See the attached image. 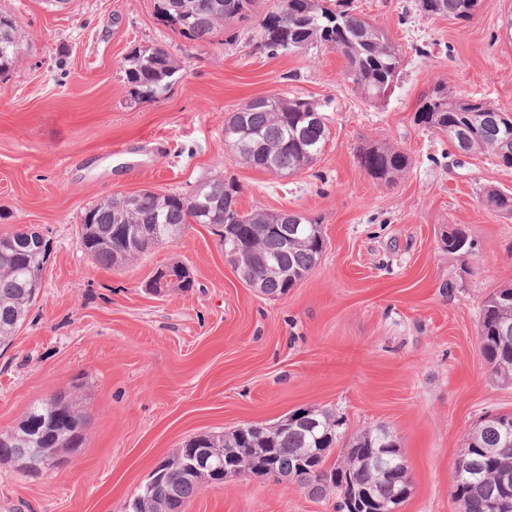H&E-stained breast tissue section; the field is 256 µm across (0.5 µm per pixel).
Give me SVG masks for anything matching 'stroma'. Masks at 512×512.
Returning a JSON list of instances; mask_svg holds the SVG:
<instances>
[{
	"label": "stroma",
	"mask_w": 512,
	"mask_h": 512,
	"mask_svg": "<svg viewBox=\"0 0 512 512\" xmlns=\"http://www.w3.org/2000/svg\"><path fill=\"white\" fill-rule=\"evenodd\" d=\"M352 5L404 56L380 102L353 90L334 50L255 51L250 20L206 43L159 21L156 0H0L22 43L0 75V234L33 226L53 244L35 305L0 348V433L59 392L88 415L82 447L59 450L39 474L0 461V512H128L189 438L307 407L335 412L347 438L392 431L411 470L404 512H463L451 489L467 435L512 412V381L490 378L476 339L484 300L512 285V216L482 202L490 187L512 193V168L457 153L414 115L440 83L512 114V42L501 35L512 0H480L465 22L425 15L417 0ZM153 46L180 78L142 100L122 64ZM266 95L324 109L330 140L311 168L281 177L225 146V119ZM366 144L399 147L409 171L373 180L357 160ZM224 177L239 184L241 210L320 219L326 250L285 295L249 287L201 224L113 269L78 245L86 209L113 194H187ZM457 226L474 255L449 253ZM172 259L192 269L195 288L148 295L154 269ZM334 504L295 483L230 481L201 490L188 512Z\"/></svg>",
	"instance_id": "obj_1"
}]
</instances>
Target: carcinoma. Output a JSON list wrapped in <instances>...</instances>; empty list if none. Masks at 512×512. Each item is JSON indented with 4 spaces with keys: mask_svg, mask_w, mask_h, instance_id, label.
I'll list each match as a JSON object with an SVG mask.
<instances>
[{
    "mask_svg": "<svg viewBox=\"0 0 512 512\" xmlns=\"http://www.w3.org/2000/svg\"><path fill=\"white\" fill-rule=\"evenodd\" d=\"M470 0H420L422 11L431 16L468 21ZM256 0H158L157 17L179 29L191 40L207 42L220 27L252 17ZM253 38L258 48L270 56L306 51L318 45L332 44V49L345 59V75L354 90L375 101H381L398 79L403 55L387 34L357 13L351 0H274L273 6L259 17ZM0 74L11 67L18 55L20 40L15 17L0 11ZM123 70L134 95L154 99L167 91L178 78L179 68L162 47L135 51L124 58ZM485 102L469 104L448 91L435 86L419 102L415 120L429 130L443 133L468 153L491 154L498 165L512 168V117L496 124L481 119ZM242 113H233L224 121V137L236 159L245 164L288 176L310 166L323 153L330 137L327 120L309 121L307 113L319 110L308 99L267 95L249 99ZM360 167L377 181L392 182L406 173L407 154L388 145L363 148ZM201 195L223 200V207L207 215L208 225L220 237L225 259L241 275L260 281L262 293L270 297L285 294L302 281L318 264L326 243L321 222L302 212L284 219L283 212H243L237 208L239 185L231 178H215L201 184ZM486 203L512 214V194L490 189ZM91 222L81 221L79 247L96 263L112 269L135 260V255L117 249L112 240L116 224L168 225L173 237L198 221L199 215L184 196L161 195L145 191L129 197L113 195L86 210ZM31 263H17L12 252H0V343L8 346L16 330L25 322L37 296L29 278ZM477 342L492 377L512 379V285L489 295L482 306L477 328ZM68 406L75 413L80 429L71 437L52 443L37 433L26 440L13 442L15 448H40L46 455L54 448H79L87 426L85 412L73 401ZM58 418L56 404L45 401L32 406L25 416L29 427H49ZM318 424L311 428L290 425L271 436L251 437L257 448H273L278 466L290 469L300 458L312 464L321 463L312 454L314 448H325V458L344 478L347 489L370 491L376 498L391 495L390 484L381 478V468L389 461L366 462L364 455L383 447L392 432L384 425L368 428L347 443L339 440L340 421L329 409L319 408ZM469 436L475 444H467L463 459L468 467L455 470L452 496L464 512H494L498 500L505 497L501 477H512V434L490 421L473 426ZM210 447L235 452L243 447L239 438L207 434ZM339 448L333 454V448ZM296 482L317 500L340 495L339 486H328L307 468L298 471ZM200 492L196 483L177 466L172 467L153 494L167 498L174 493L188 502Z\"/></svg>",
    "mask_w": 512,
    "mask_h": 512,
    "instance_id": "cac0c4a2",
    "label": "carcinoma"
}]
</instances>
